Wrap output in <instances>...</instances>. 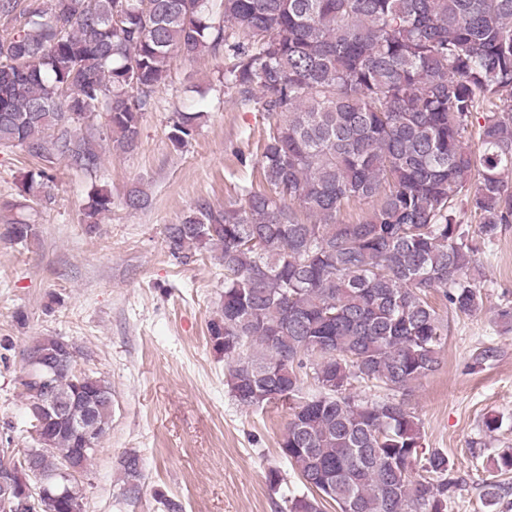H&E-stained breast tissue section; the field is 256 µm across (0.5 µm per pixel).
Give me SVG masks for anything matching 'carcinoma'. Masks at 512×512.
Listing matches in <instances>:
<instances>
[{
    "instance_id": "obj_1",
    "label": "carcinoma",
    "mask_w": 512,
    "mask_h": 512,
    "mask_svg": "<svg viewBox=\"0 0 512 512\" xmlns=\"http://www.w3.org/2000/svg\"><path fill=\"white\" fill-rule=\"evenodd\" d=\"M0 15L24 19L0 36V149L90 174L102 158L82 114H105L113 148L132 152L174 60L224 52V87L267 113L263 189L222 208L201 200L164 233L172 254L209 251L224 267V312L208 332L232 396L288 406L279 448L304 490L285 512H449L458 481L439 451L409 460L424 438L403 396L440 365L448 324L431 294L457 314L478 310L480 243L512 224V0H0ZM201 118L177 114L173 145ZM51 182L41 168L21 192L49 200ZM355 203L367 215L340 222ZM111 208V194L93 193L86 224ZM5 231L25 242L36 225L17 218ZM66 347L78 351L44 336L29 355L55 361L49 390L69 403L67 420L93 402L100 440L112 386L57 361ZM308 379L316 393L304 397ZM355 382L386 396L355 395ZM21 385L31 404L44 395L38 377ZM80 447L50 422L24 454L53 477ZM120 469L137 493L139 456ZM485 471L482 505L497 512L512 448ZM84 499L71 483L41 512H84Z\"/></svg>"
}]
</instances>
